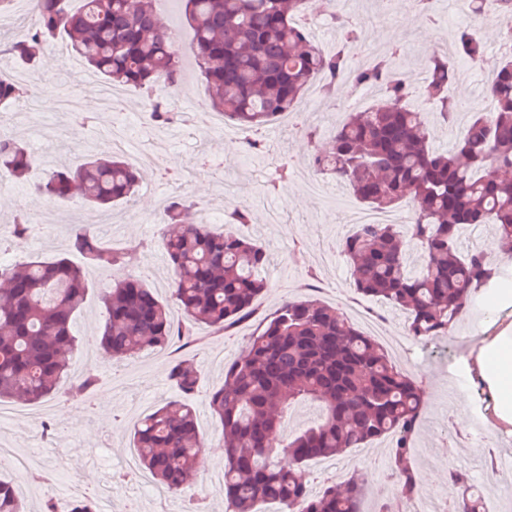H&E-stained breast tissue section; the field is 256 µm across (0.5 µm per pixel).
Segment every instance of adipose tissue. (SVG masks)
Returning <instances> with one entry per match:
<instances>
[{"label":"adipose tissue","mask_w":512,"mask_h":512,"mask_svg":"<svg viewBox=\"0 0 512 512\" xmlns=\"http://www.w3.org/2000/svg\"><path fill=\"white\" fill-rule=\"evenodd\" d=\"M464 365L485 402L493 434H512V322L490 323L468 347Z\"/></svg>","instance_id":"ef3b65f1"}]
</instances>
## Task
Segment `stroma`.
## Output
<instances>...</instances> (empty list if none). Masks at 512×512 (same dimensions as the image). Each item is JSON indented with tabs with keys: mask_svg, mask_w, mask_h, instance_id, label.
I'll list each match as a JSON object with an SVG mask.
<instances>
[{
	"mask_svg": "<svg viewBox=\"0 0 512 512\" xmlns=\"http://www.w3.org/2000/svg\"><path fill=\"white\" fill-rule=\"evenodd\" d=\"M390 19H380L374 0H353L350 17L358 24L357 51L351 52V66H361L372 50L387 52L398 47L402 53L392 67L398 75H416L426 61L435 55L448 56L457 71L456 96L468 100L469 109L484 108L483 84L475 68L465 67L455 46L444 45V37H455L456 25L468 23L467 0H440L433 23L423 22L409 0H389ZM161 19L181 33L177 52L183 60L185 100L193 105H207L208 93L195 72L192 57V33L177 0L158 6ZM76 60L66 50L65 40L55 41L46 51L37 70L39 81L31 85L29 96L35 99L38 112L47 117L42 131H29L25 117L28 105L20 103L8 115L13 134L36 158L50 156L53 164L83 162L92 155L104 157L112 152L109 133L116 124H133L132 151H151L157 165L139 169L140 184L129 203L114 206V213L134 208L138 221L116 226L99 225V238L115 249H132L129 269L119 267L91 268L87 279L91 289L76 317L75 329L80 340L94 332L103 310V299L117 279L126 273L140 274L148 287L161 297H168L169 274L163 263L164 252L154 209L157 201L174 196L185 197L199 211L227 215L234 207L248 204L252 212L250 224L242 233L258 239L265 247L269 261L262 275L268 286L252 306L246 322L231 332L216 333L199 326L193 342L177 338L161 350L142 353L113 365L105 354H98L94 366L85 363L84 351L72 359L70 375L79 377L92 372L98 384L86 397L64 396L49 400L47 424L35 422L28 405L17 407L14 416L0 423V448L10 447L35 461L33 471L25 477L16 471L0 468V478L18 485L28 512H42L45 503H62L67 499L71 482H79L84 496L97 500L101 512H225L227 504L220 491L218 477L223 458L208 456L207 451L220 443L218 423L207 405L208 393L224 381V367L242 352L248 338L260 332L264 324L286 299L318 298L341 312L350 314L374 310L382 320L385 337L393 342L407 340L405 314L394 307L357 293L352 285V271L344 260L339 245L352 226L344 212L356 205L352 191L331 178H323L325 196L312 195L307 180L313 172L310 164L312 142L304 133L290 127H277L270 122L262 127L259 137L263 151L248 152L251 132L235 123L227 127L203 125V115L185 111L178 126L155 125L146 112L145 102L135 87L125 89L120 106L106 111L100 108L96 95L82 89L83 107L77 112L61 111L55 88L64 81ZM337 94L322 96L311 124L318 142H325L337 124L336 109L351 101L368 108L382 104L374 87L355 88L338 84ZM289 163L287 184L270 187L268 174L282 163ZM48 200L32 192L28 184L8 182L0 187V235L11 238L13 221ZM59 226L51 243L28 238L22 246L10 247L12 259L67 258L81 264V257L69 247L73 225L84 223L90 211L77 199L59 200ZM492 294H483L477 309L472 310L455 327L453 335L435 339L418 352L417 363H409L404 353L393 354L398 368L421 383L425 405L414 437L415 451L411 465L420 478L436 474L432 485L421 488L442 512L458 491L448 481L449 470L465 473L482 496L485 512H512V501L501 498L494 481L485 479L489 459L506 464L512 457V434H502L485 447L469 440L471 429L457 420L459 401L449 380L464 378L463 358L468 345L480 328L486 327L491 315L512 321V298L506 299L498 311H491ZM187 358L197 366L201 379L191 400L196 410L198 429L206 451L199 460L197 482L180 494L144 492L121 468L133 447V426L158 405L175 397L168 381L171 365ZM330 469L309 463V491L321 493L324 487L348 478L352 473L365 475L368 493L362 512H373L378 499H385L388 512H404L396 483L391 480V442H374L364 454L356 451L333 458Z\"/></svg>",
	"mask_w": 512,
	"mask_h": 512,
	"instance_id": "1",
	"label": "stroma"
}]
</instances>
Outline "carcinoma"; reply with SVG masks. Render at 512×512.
Wrapping results in <instances>:
<instances>
[{
    "label": "carcinoma",
    "mask_w": 512,
    "mask_h": 512,
    "mask_svg": "<svg viewBox=\"0 0 512 512\" xmlns=\"http://www.w3.org/2000/svg\"><path fill=\"white\" fill-rule=\"evenodd\" d=\"M27 31L4 44L16 62L35 65L41 50L65 37L82 61L112 86L131 85L149 102L160 125L176 119L164 92L182 83L183 65L173 47L176 33L153 7L154 0H31ZM491 0H469L473 18L493 16L504 53L486 55L480 30H458L459 51L480 67L494 68L490 109L472 112L454 147L439 151L429 143L424 105L440 107L448 125L459 117L448 90L455 79L446 56L426 62L428 78L412 102L413 88L387 79L390 59L357 70L356 80L377 85L389 105L352 112L312 155L323 175L346 183L353 195L375 211L408 201L415 214L402 235L393 224H358L341 244L353 266V286L407 313L406 330L418 343L448 336L471 312L478 292L496 288L504 272L484 250H458L467 224H490L500 250L512 254V18L495 12ZM303 0H184L194 33V58L208 91L209 108L224 118L260 128L275 115L292 111L308 86L322 81L329 94L349 69L345 45L357 27L338 18L343 47L326 53L310 32L294 22ZM25 85L0 77V112L27 97ZM32 159L11 136L0 137V173L25 179ZM136 172L119 157L90 158L72 169L54 170L35 191L49 199L78 197L103 209L132 198ZM252 221L241 205L224 228L197 219L195 205L172 200L161 219L163 246L173 273L171 299L183 314L176 323L168 303L130 275L104 299L95 342L113 361L148 349H162L197 326L217 331L244 318L267 288L261 270L265 248L243 235ZM423 256L421 269H406L410 245ZM70 249L84 265L64 258L0 263V402L20 398L40 403L56 397L79 348L75 317L89 290L86 267H126L132 251L102 245L85 224L70 232ZM180 398L169 400L140 421L133 434L139 461L157 484L178 492L195 477L202 441L191 405L184 398L199 387L200 372L189 360L168 373ZM96 385L87 373L66 395L81 397ZM299 400L323 408L317 426L285 436L276 448L270 437L286 410ZM208 405L221 426L224 480L220 491L233 512H256L261 501L278 512H361L366 481L356 473L338 487L312 496L307 464L332 458L380 439L392 445L391 474L408 501L419 480L408 465L424 407V390L402 372L387 350L361 332L338 309L318 299L286 300L264 329L250 338L242 357L224 368V383L212 390ZM295 462L279 465L280 454ZM451 512H481L480 496L450 503ZM0 512H25L13 484L0 479Z\"/></svg>",
    "instance_id": "obj_1"
}]
</instances>
